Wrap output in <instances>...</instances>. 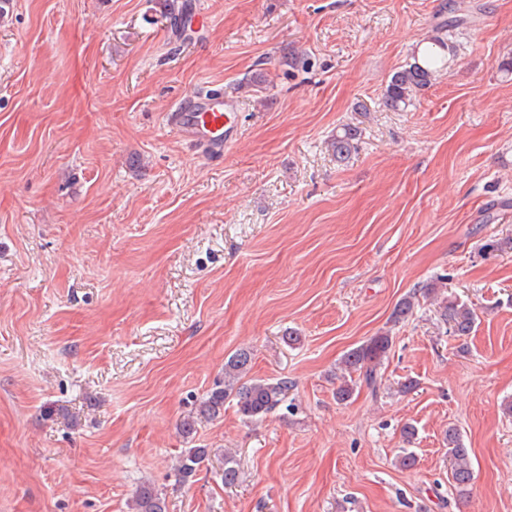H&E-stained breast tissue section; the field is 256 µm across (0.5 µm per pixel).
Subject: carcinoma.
I'll return each instance as SVG.
<instances>
[{
    "label": "carcinoma",
    "instance_id": "cac0c4a2",
    "mask_svg": "<svg viewBox=\"0 0 512 512\" xmlns=\"http://www.w3.org/2000/svg\"><path fill=\"white\" fill-rule=\"evenodd\" d=\"M450 44L439 36L429 38L423 56L412 55V60L400 66L388 79L382 95L383 107L400 111L413 104L421 91L430 87L440 75L442 52ZM360 131L355 125L346 124L331 139L330 149L336 160L342 162L358 149ZM418 302L415 294L409 293L396 305L393 322L400 323L413 316ZM439 316L456 336L472 333L478 315L468 303L456 298L444 297L439 303ZM392 345V337L380 334L369 338L359 346L350 349L342 358V369L349 374H358L367 387L377 390L380 385L379 368ZM252 353L240 349L224 363V381L218 383L206 394L198 406L201 415L217 416L224 410L228 399L235 400L238 414L246 422L259 421L288 400L292 382L288 379H254L248 377ZM448 443L450 475L459 491L473 480V467L469 449L465 448L461 431L451 425L445 431ZM211 449L190 448L178 458L176 471L185 478L192 477L205 461L209 460ZM239 477L238 462L234 455L224 454V486H234ZM132 512H166L165 500L150 483L140 484L131 501Z\"/></svg>",
    "mask_w": 512,
    "mask_h": 512
}]
</instances>
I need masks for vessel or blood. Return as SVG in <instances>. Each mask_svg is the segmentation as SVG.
<instances>
[{
    "label": "vessel or blood",
    "mask_w": 512,
    "mask_h": 512,
    "mask_svg": "<svg viewBox=\"0 0 512 512\" xmlns=\"http://www.w3.org/2000/svg\"><path fill=\"white\" fill-rule=\"evenodd\" d=\"M173 125L179 127L194 144L215 154L223 153L238 125L237 108L219 94H205L191 105L178 106L172 116Z\"/></svg>",
    "instance_id": "1"
}]
</instances>
